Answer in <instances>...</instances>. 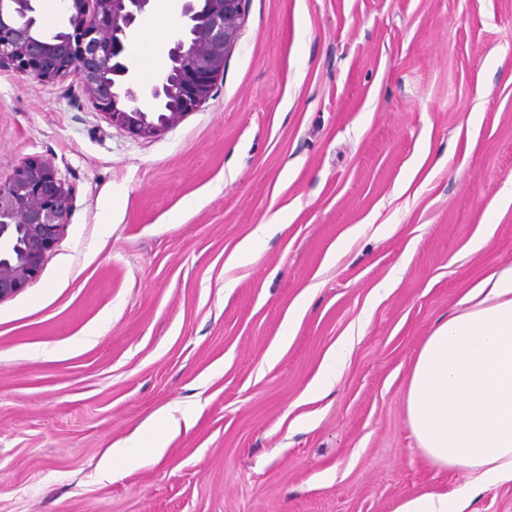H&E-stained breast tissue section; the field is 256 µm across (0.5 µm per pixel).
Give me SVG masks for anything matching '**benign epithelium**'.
<instances>
[{
  "label": "benign epithelium",
  "mask_w": 512,
  "mask_h": 512,
  "mask_svg": "<svg viewBox=\"0 0 512 512\" xmlns=\"http://www.w3.org/2000/svg\"><path fill=\"white\" fill-rule=\"evenodd\" d=\"M39 0H0V69L50 82L70 74L113 125L152 138L211 98L236 45L245 0H185L167 63L143 87L130 67L129 32L151 0H61L65 23L45 30ZM73 191L53 162L33 156L0 180V301L35 280L69 227Z\"/></svg>",
  "instance_id": "1"
}]
</instances>
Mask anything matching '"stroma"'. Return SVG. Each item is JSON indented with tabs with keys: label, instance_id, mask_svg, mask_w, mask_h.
Listing matches in <instances>:
<instances>
[{
	"label": "stroma",
	"instance_id": "1",
	"mask_svg": "<svg viewBox=\"0 0 512 512\" xmlns=\"http://www.w3.org/2000/svg\"><path fill=\"white\" fill-rule=\"evenodd\" d=\"M31 156L73 208L0 301V512H395L465 482L405 398L431 329L512 266V0H246L209 102L147 139L74 77L0 71V179ZM174 404L195 423L157 427L161 458L100 477ZM273 224H258L254 227L250 236L238 245L229 257L230 265H240L248 262L257 252L258 248L267 236L270 226ZM344 352V347L330 352L325 369L317 376L316 382L313 385L312 391L314 394H320L333 386L336 381V371L341 365Z\"/></svg>",
	"mask_w": 512,
	"mask_h": 512
}]
</instances>
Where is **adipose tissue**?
<instances>
[{
	"label": "adipose tissue",
	"mask_w": 512,
	"mask_h": 512,
	"mask_svg": "<svg viewBox=\"0 0 512 512\" xmlns=\"http://www.w3.org/2000/svg\"><path fill=\"white\" fill-rule=\"evenodd\" d=\"M406 415L427 462L467 480L395 512H467L489 487L512 484V268L480 280L433 327L410 368Z\"/></svg>",
	"instance_id": "ef3b65f1"
}]
</instances>
